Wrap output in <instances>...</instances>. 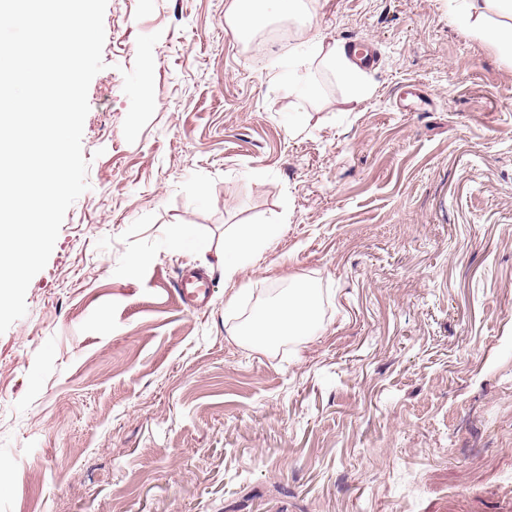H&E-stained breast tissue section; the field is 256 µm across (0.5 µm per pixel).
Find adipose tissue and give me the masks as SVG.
Returning <instances> with one entry per match:
<instances>
[{
    "label": "adipose tissue",
    "mask_w": 512,
    "mask_h": 512,
    "mask_svg": "<svg viewBox=\"0 0 512 512\" xmlns=\"http://www.w3.org/2000/svg\"><path fill=\"white\" fill-rule=\"evenodd\" d=\"M303 0H232V7L225 21L238 38L249 39L265 28L269 13L291 19L302 15ZM512 16V0H481L470 4L457 14L477 36L496 43L500 47H512V26L490 23V15ZM322 59L354 90L355 98H362L360 69L347 49L336 45L325 46L313 26H306L290 52L284 75L298 93L299 102H306L315 88L300 67L313 59ZM280 234L276 224H242L233 236L224 241V279L231 282L252 265L255 256L269 249ZM317 315L315 288L304 280H294L287 294L269 307L256 309L249 319L236 329L238 340L262 346L275 344L283 339L306 333Z\"/></svg>",
    "instance_id": "adipose-tissue-1"
}]
</instances>
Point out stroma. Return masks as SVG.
I'll return each mask as SVG.
<instances>
[{"instance_id": "stroma-1", "label": "stroma", "mask_w": 512, "mask_h": 512, "mask_svg": "<svg viewBox=\"0 0 512 512\" xmlns=\"http://www.w3.org/2000/svg\"><path fill=\"white\" fill-rule=\"evenodd\" d=\"M230 5L108 0L89 188L0 334V512H512V58L448 0H306L379 61L358 103L312 65L295 124ZM273 222L229 304L225 234ZM299 277L312 334L232 338ZM179 292L193 307L205 304L211 295V280L198 273H188L180 282Z\"/></svg>"}]
</instances>
